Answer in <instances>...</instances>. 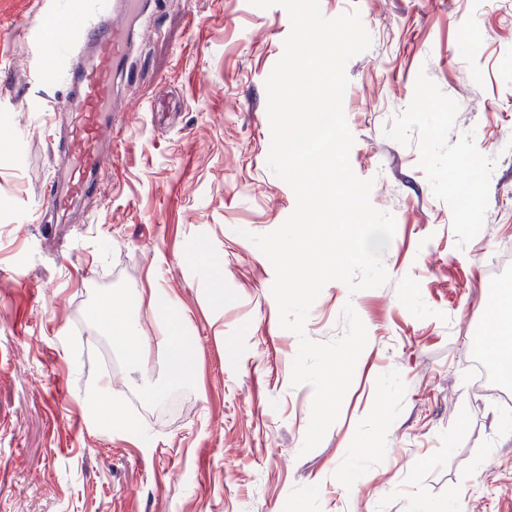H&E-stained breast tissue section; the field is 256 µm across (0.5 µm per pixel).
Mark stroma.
<instances>
[{
	"label": "stroma",
	"mask_w": 512,
	"mask_h": 512,
	"mask_svg": "<svg viewBox=\"0 0 512 512\" xmlns=\"http://www.w3.org/2000/svg\"><path fill=\"white\" fill-rule=\"evenodd\" d=\"M90 0H0V512H512V412L472 364L499 264L512 257V0H320L359 11L370 48L346 66L355 175L391 213L386 284L325 285L305 325L368 343L339 417L302 452L313 390L292 386L274 268L248 233L293 212L269 167L265 82L291 25L281 6L168 0L137 39L139 82L112 159L75 224L40 221L63 95L43 41ZM34 24L42 39L15 32ZM481 156L474 213L456 206ZM164 290L157 309L138 292ZM222 300H215L214 289ZM122 303L143 336L178 323L195 379L146 395L89 316ZM111 378L125 421L94 427Z\"/></svg>",
	"instance_id": "1"
}]
</instances>
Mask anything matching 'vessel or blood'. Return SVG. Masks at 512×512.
<instances>
[{"label": "vessel or blood", "instance_id": "b4317fda", "mask_svg": "<svg viewBox=\"0 0 512 512\" xmlns=\"http://www.w3.org/2000/svg\"><path fill=\"white\" fill-rule=\"evenodd\" d=\"M142 6V0H100L96 20L71 16L69 41L45 52L50 67L64 72L67 85L56 105L67 119L53 143L54 176L43 202L55 223H73L84 200L97 189L118 110L117 81L129 76L131 23Z\"/></svg>", "mask_w": 512, "mask_h": 512}]
</instances>
